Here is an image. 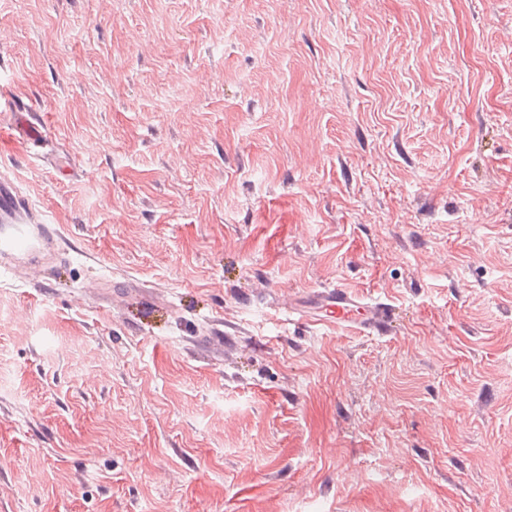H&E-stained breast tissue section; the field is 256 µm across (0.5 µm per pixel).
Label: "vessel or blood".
I'll use <instances>...</instances> for the list:
<instances>
[{"mask_svg":"<svg viewBox=\"0 0 512 512\" xmlns=\"http://www.w3.org/2000/svg\"><path fill=\"white\" fill-rule=\"evenodd\" d=\"M13 131L17 142L41 145L48 133L31 106L14 103ZM63 234L54 224L40 221L19 187L7 175H0V263L10 265L30 255L51 260L60 257ZM325 310L331 321L348 323L371 336H388L395 329V310L385 301L369 302L356 298L343 288L313 292L307 301L288 307L289 323L309 319L313 310Z\"/></svg>","mask_w":512,"mask_h":512,"instance_id":"obj_1","label":"vessel or blood"}]
</instances>
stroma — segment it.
<instances>
[{
  "instance_id": "obj_1",
  "label": "stroma",
  "mask_w": 512,
  "mask_h": 512,
  "mask_svg": "<svg viewBox=\"0 0 512 512\" xmlns=\"http://www.w3.org/2000/svg\"><path fill=\"white\" fill-rule=\"evenodd\" d=\"M0 82L66 238L0 277V512H512V0H0ZM333 287L398 332L280 322ZM13 108L10 106L9 111L12 113L14 138L17 142L27 145L33 144L40 146L48 141V133L45 127L39 123L34 117L33 107L23 102H14Z\"/></svg>"
}]
</instances>
